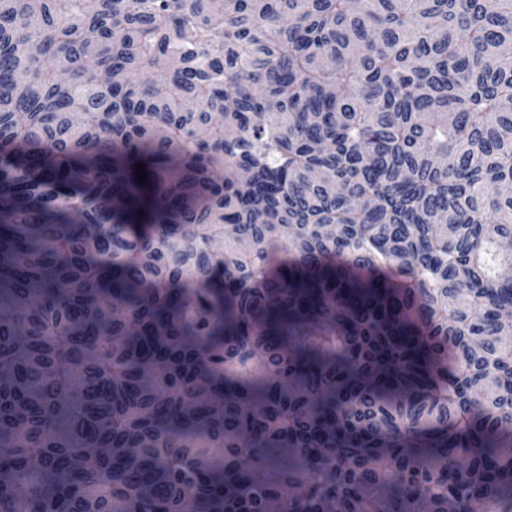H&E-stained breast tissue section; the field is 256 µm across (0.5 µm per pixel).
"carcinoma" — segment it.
I'll use <instances>...</instances> for the list:
<instances>
[{"instance_id": "cac0c4a2", "label": "carcinoma", "mask_w": 512, "mask_h": 512, "mask_svg": "<svg viewBox=\"0 0 512 512\" xmlns=\"http://www.w3.org/2000/svg\"><path fill=\"white\" fill-rule=\"evenodd\" d=\"M509 186L512 0H0V512H512Z\"/></svg>"}]
</instances>
